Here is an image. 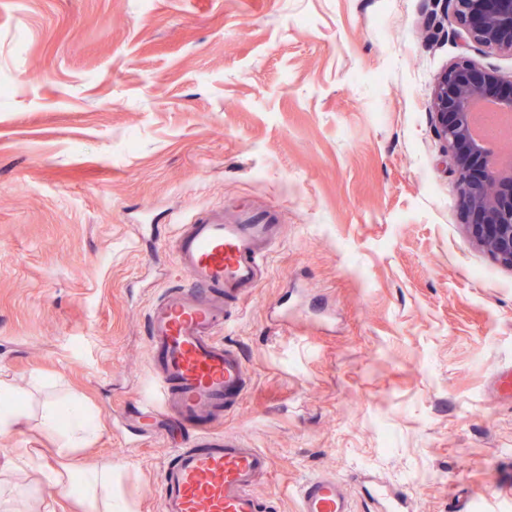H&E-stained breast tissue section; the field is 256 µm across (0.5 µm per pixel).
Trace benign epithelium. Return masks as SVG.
I'll list each match as a JSON object with an SVG mask.
<instances>
[{"mask_svg": "<svg viewBox=\"0 0 512 512\" xmlns=\"http://www.w3.org/2000/svg\"><path fill=\"white\" fill-rule=\"evenodd\" d=\"M463 46L472 43L512 55V0H453ZM485 101L512 112V80L460 57L445 70L433 92L431 109L438 137L452 154L456 194L469 219L474 243L512 267V159L493 162L489 148L472 134V105Z\"/></svg>", "mask_w": 512, "mask_h": 512, "instance_id": "7a95c632", "label": "benign epithelium"}]
</instances>
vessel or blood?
I'll list each match as a JSON object with an SVG mask.
<instances>
[{"label": "vessel or blood", "instance_id": "obj_1", "mask_svg": "<svg viewBox=\"0 0 512 512\" xmlns=\"http://www.w3.org/2000/svg\"><path fill=\"white\" fill-rule=\"evenodd\" d=\"M282 227L249 209L196 213L180 225L175 258L187 282L168 288L147 313V347L156 395L166 411L194 428L187 447L165 462L161 512H273L256 490L269 456L222 429L227 404L239 399L247 368L220 333L233 301L262 279ZM375 512H409L405 492L363 479ZM298 512H352L347 491L332 475H316L298 490Z\"/></svg>", "mask_w": 512, "mask_h": 512}]
</instances>
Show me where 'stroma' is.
I'll list each match as a JSON object with an SVG mask.
<instances>
[{
  "instance_id": "stroma-1",
  "label": "stroma",
  "mask_w": 512,
  "mask_h": 512,
  "mask_svg": "<svg viewBox=\"0 0 512 512\" xmlns=\"http://www.w3.org/2000/svg\"><path fill=\"white\" fill-rule=\"evenodd\" d=\"M451 0H0V378L80 392L127 512H161L183 426L145 411L146 315L185 282L179 222L238 202L284 226L221 337L248 385L223 429L271 459L297 512L320 473L412 512H512V268L466 229L430 101L462 47ZM293 314L278 320V306ZM37 420L0 437L7 512H86L36 470ZM362 489L371 495L376 512H408L409 498L405 492L390 487L384 482L363 478Z\"/></svg>"
}]
</instances>
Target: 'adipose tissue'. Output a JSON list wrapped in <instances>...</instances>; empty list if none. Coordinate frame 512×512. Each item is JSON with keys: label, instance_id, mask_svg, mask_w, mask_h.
I'll return each mask as SVG.
<instances>
[{"label": "adipose tissue", "instance_id": "1", "mask_svg": "<svg viewBox=\"0 0 512 512\" xmlns=\"http://www.w3.org/2000/svg\"><path fill=\"white\" fill-rule=\"evenodd\" d=\"M28 421L26 398L9 382L0 380V436L11 437L22 431ZM43 429L61 438L58 452L73 457L78 448L93 439L97 427L87 413L82 398L68 391L46 403L41 416ZM58 483L66 496L89 503L95 512H125L112 497V469L103 467L94 472L73 471L49 475Z\"/></svg>", "mask_w": 512, "mask_h": 512}]
</instances>
